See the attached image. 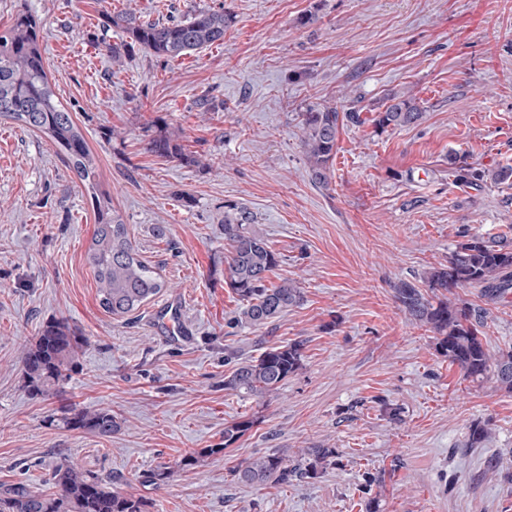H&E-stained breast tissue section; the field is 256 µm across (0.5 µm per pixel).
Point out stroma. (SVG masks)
<instances>
[{"instance_id": "1", "label": "stroma", "mask_w": 512, "mask_h": 512, "mask_svg": "<svg viewBox=\"0 0 512 512\" xmlns=\"http://www.w3.org/2000/svg\"><path fill=\"white\" fill-rule=\"evenodd\" d=\"M221 7L235 17L223 43L179 59L138 48L115 59L94 42L107 13L165 22ZM22 8L41 24L48 79L98 160L100 191L166 286L131 315L101 307L85 186L54 144L1 120L0 484L53 492L67 458L122 477L149 512H361L372 497L379 512H512V393L466 380L394 298L469 236L512 241V180L474 189L453 175L458 162L512 166V0H0V30ZM308 13L316 22L300 25ZM391 93L415 97L424 117L379 134ZM310 106L359 115L339 129L326 187L300 145ZM163 127L196 163L148 151ZM228 201L256 215L283 257L275 280L303 295L259 330L227 326L244 307L227 284ZM487 309L494 354L512 346V299ZM54 319L88 345L43 399L24 387L21 351ZM294 340L303 365L273 398L225 389V352ZM70 405L111 409L122 426L99 437L52 425ZM243 415L257 425L225 445V424ZM475 423L489 435L467 453ZM317 446L340 463L306 483L245 486L229 473ZM202 448L217 454L162 488L140 483ZM368 470L383 482L365 487Z\"/></svg>"}]
</instances>
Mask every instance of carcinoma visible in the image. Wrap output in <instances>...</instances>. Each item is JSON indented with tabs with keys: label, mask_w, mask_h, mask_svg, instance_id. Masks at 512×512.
<instances>
[{
	"label": "carcinoma",
	"mask_w": 512,
	"mask_h": 512,
	"mask_svg": "<svg viewBox=\"0 0 512 512\" xmlns=\"http://www.w3.org/2000/svg\"><path fill=\"white\" fill-rule=\"evenodd\" d=\"M232 16L224 9L200 10L185 20L166 23L145 22L131 12L108 14L105 23L128 38L124 47L139 46L159 57L179 58L224 41V30ZM40 30L35 18L21 12L14 23L0 31V118L24 125L52 141L63 154L68 167L92 189L90 198L95 214V230L89 264L98 286L100 304L113 315H127L165 287L164 280L139 259L127 225L112 207L111 198L95 191L97 161L71 113L54 99L39 44ZM423 111L411 97L391 95L385 110L378 113L379 129L418 123ZM354 121V112L340 117L334 107L310 108L302 113V149L314 182L326 185L336 156L340 124ZM148 149L160 157L190 163L172 134L163 131L151 139ZM456 181L480 186L484 172L461 165L455 168ZM256 218L244 205L224 202V241L230 246V288L245 307L229 325L247 324L261 329L302 300L301 289L293 282L279 284L271 275L282 256L255 228ZM426 282L431 290L480 288L490 300L512 293V245L504 240L472 235L448 257V264L432 269ZM399 307L414 321L434 334L435 348L472 381L493 377L512 392V348L492 356L483 342L487 310L468 302L440 299L431 301L410 281L395 286ZM86 339L62 320L45 323L21 355L25 388L32 396H54L77 367V356ZM303 342L294 341L268 347L258 356L234 363L224 377V387L257 398L277 392L290 375L302 366ZM52 422L69 430H81L110 437L120 427L110 409L84 411L74 406L61 408ZM256 420L240 417L224 426V447L202 448L175 465L160 464L141 475L142 482L159 488L178 469L222 454L254 425ZM339 465L334 448H304L293 456L273 451L254 456L232 469L233 480L245 485H288L314 479L329 467ZM53 494L28 484L0 486V512H148V502L120 487V480L94 475L73 463L62 461L52 472Z\"/></svg>",
	"instance_id": "obj_1"
}]
</instances>
